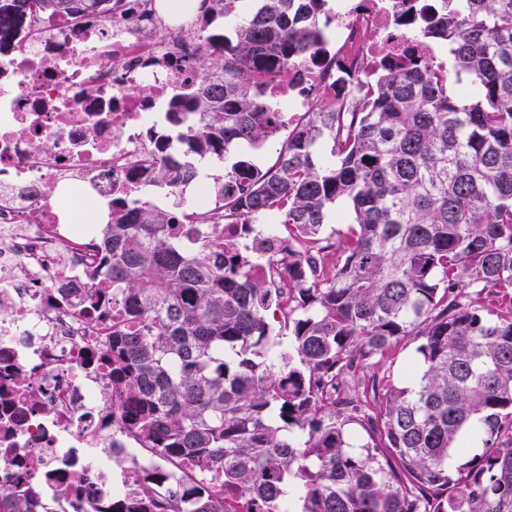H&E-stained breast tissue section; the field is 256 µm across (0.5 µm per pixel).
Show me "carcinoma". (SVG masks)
Instances as JSON below:
<instances>
[{
  "instance_id": "obj_1",
  "label": "carcinoma",
  "mask_w": 512,
  "mask_h": 512,
  "mask_svg": "<svg viewBox=\"0 0 512 512\" xmlns=\"http://www.w3.org/2000/svg\"><path fill=\"white\" fill-rule=\"evenodd\" d=\"M205 2L210 24L242 0ZM252 2L234 38L211 30L220 48L167 113L196 156L264 144L278 116L265 88L319 38L325 0ZM449 2L425 35L449 47L465 94L437 65L388 60L351 97L317 95L275 166L244 181L239 160L216 183L224 219L274 217L288 246L188 248L180 204L108 223L98 248L129 320L112 332V420L222 480L112 512H232L228 490L245 512H512V0ZM32 4L112 12V0H0V31ZM197 175L189 158L159 165L154 184L175 195ZM342 200L353 225L333 241L324 227ZM264 255L288 264V287L251 276ZM409 337L416 356L398 375L348 396L361 365L395 360ZM352 423L374 451L357 449ZM0 512L29 510L0 491Z\"/></svg>"
}]
</instances>
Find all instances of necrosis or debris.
Listing matches in <instances>:
<instances>
[{
	"instance_id": "1",
	"label": "necrosis or debris",
	"mask_w": 512,
	"mask_h": 512,
	"mask_svg": "<svg viewBox=\"0 0 512 512\" xmlns=\"http://www.w3.org/2000/svg\"><path fill=\"white\" fill-rule=\"evenodd\" d=\"M436 12L434 0H340L331 35L269 88L277 112L356 91L388 58L441 62L444 47L423 34ZM207 35L200 21L172 25L154 0H119L110 16L34 8L0 33V491L27 499L31 512L133 498L136 475L156 469L168 474L164 496L192 473L112 420V374L96 357L125 311L98 251L100 225L64 200L149 201L156 165L187 149L166 112L196 81ZM37 140L51 150L33 151ZM17 371L27 383L12 382ZM117 465L131 478L113 480Z\"/></svg>"
}]
</instances>
